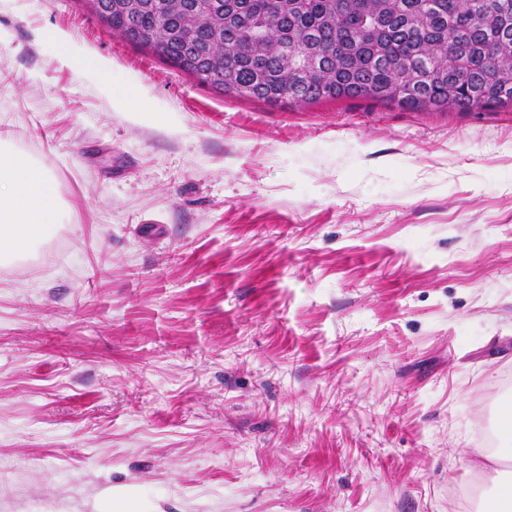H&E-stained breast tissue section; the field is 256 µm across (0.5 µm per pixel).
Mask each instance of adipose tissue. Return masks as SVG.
Wrapping results in <instances>:
<instances>
[{"instance_id": "obj_1", "label": "adipose tissue", "mask_w": 512, "mask_h": 512, "mask_svg": "<svg viewBox=\"0 0 512 512\" xmlns=\"http://www.w3.org/2000/svg\"><path fill=\"white\" fill-rule=\"evenodd\" d=\"M57 184L49 166L0 143V256H21L60 223Z\"/></svg>"}]
</instances>
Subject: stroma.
<instances>
[{
	"label": "stroma",
	"instance_id": "obj_1",
	"mask_svg": "<svg viewBox=\"0 0 512 512\" xmlns=\"http://www.w3.org/2000/svg\"><path fill=\"white\" fill-rule=\"evenodd\" d=\"M1 137L66 210L0 261V512H471L512 476L472 464L512 399L511 108L238 99L0 0Z\"/></svg>",
	"mask_w": 512,
	"mask_h": 512
}]
</instances>
